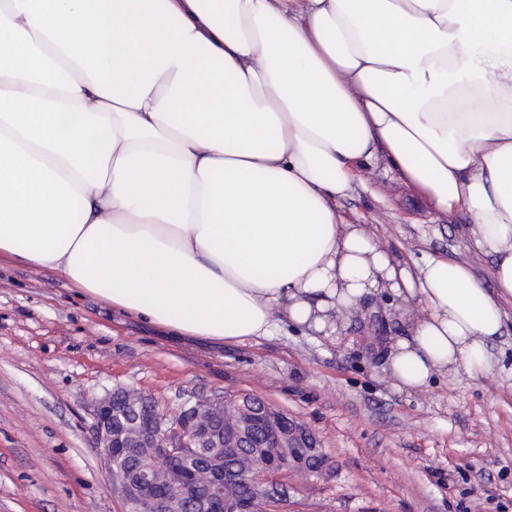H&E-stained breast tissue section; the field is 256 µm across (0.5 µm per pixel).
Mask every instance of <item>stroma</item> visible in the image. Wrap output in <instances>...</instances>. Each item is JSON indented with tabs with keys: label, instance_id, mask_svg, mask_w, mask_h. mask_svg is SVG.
Here are the masks:
<instances>
[{
	"label": "stroma",
	"instance_id": "1",
	"mask_svg": "<svg viewBox=\"0 0 512 512\" xmlns=\"http://www.w3.org/2000/svg\"><path fill=\"white\" fill-rule=\"evenodd\" d=\"M336 212L409 272L440 256L496 289L494 257L474 249L466 216L435 211L383 146ZM501 309L487 371L399 391L385 368L405 329L388 294L364 300L332 339L288 326L223 344L113 313L62 273L1 256L0 512H123L93 429L97 399L117 388L172 414L249 393L300 419L331 471L291 482L289 512H512V300Z\"/></svg>",
	"mask_w": 512,
	"mask_h": 512
}]
</instances>
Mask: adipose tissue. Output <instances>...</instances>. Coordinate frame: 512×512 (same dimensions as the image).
<instances>
[{"label":"adipose tissue","mask_w":512,"mask_h":512,"mask_svg":"<svg viewBox=\"0 0 512 512\" xmlns=\"http://www.w3.org/2000/svg\"><path fill=\"white\" fill-rule=\"evenodd\" d=\"M383 145L496 257L411 278L336 201ZM183 336L332 337L416 283L399 390L487 368L512 298V0H0V255Z\"/></svg>","instance_id":"obj_1"}]
</instances>
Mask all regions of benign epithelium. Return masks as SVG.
Segmentation results:
<instances>
[{
	"instance_id": "7a95c632",
	"label": "benign epithelium",
	"mask_w": 512,
	"mask_h": 512,
	"mask_svg": "<svg viewBox=\"0 0 512 512\" xmlns=\"http://www.w3.org/2000/svg\"><path fill=\"white\" fill-rule=\"evenodd\" d=\"M143 398L136 389L113 391L95 409L97 444L111 481L124 507L135 512H184L190 498L195 512H285L288 485L278 470L209 467L187 476L178 460L205 448H296L288 454L287 472L304 480L319 479L330 469L326 455L321 471L310 468L309 458L322 448L304 423L250 394L201 398L172 416L145 407ZM130 454L153 464L125 476L116 459Z\"/></svg>"
}]
</instances>
